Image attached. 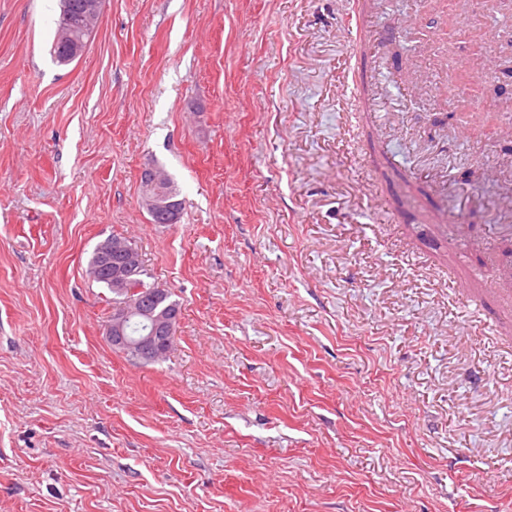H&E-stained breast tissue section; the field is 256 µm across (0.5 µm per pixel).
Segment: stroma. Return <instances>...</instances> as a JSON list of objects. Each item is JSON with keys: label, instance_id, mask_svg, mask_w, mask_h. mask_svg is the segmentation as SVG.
I'll list each match as a JSON object with an SVG mask.
<instances>
[{"label": "stroma", "instance_id": "stroma-1", "mask_svg": "<svg viewBox=\"0 0 512 512\" xmlns=\"http://www.w3.org/2000/svg\"><path fill=\"white\" fill-rule=\"evenodd\" d=\"M449 26L464 98L409 96L419 31L351 58L349 0H104L85 53L60 0H0V512H512L511 50L486 4ZM377 105L351 127L343 82ZM494 103L456 138L461 106ZM184 210L156 224L140 173ZM444 174L394 215L397 175ZM131 240L181 305L167 357L106 337L98 243ZM85 1L89 0H61L60 13L56 22V30L51 46V53L54 59L61 65H68L79 59L91 36L81 31V24L84 26ZM85 15L95 19L97 9L94 2L85 4ZM68 38H63V34Z\"/></svg>", "mask_w": 512, "mask_h": 512}]
</instances>
